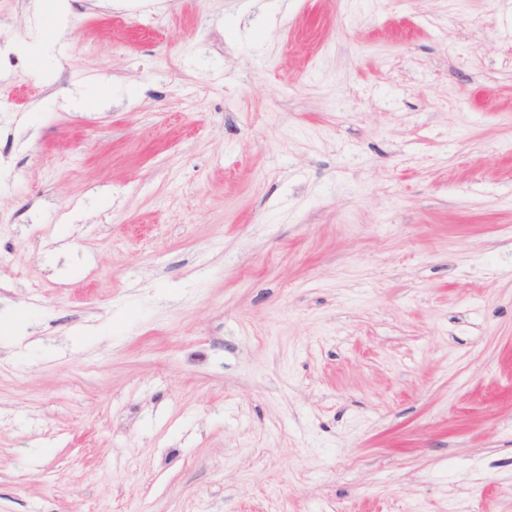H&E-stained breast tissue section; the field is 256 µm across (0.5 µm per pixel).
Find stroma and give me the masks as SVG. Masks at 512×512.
<instances>
[{
  "instance_id": "stroma-1",
  "label": "stroma",
  "mask_w": 512,
  "mask_h": 512,
  "mask_svg": "<svg viewBox=\"0 0 512 512\" xmlns=\"http://www.w3.org/2000/svg\"><path fill=\"white\" fill-rule=\"evenodd\" d=\"M0 0V512H512V0Z\"/></svg>"
}]
</instances>
